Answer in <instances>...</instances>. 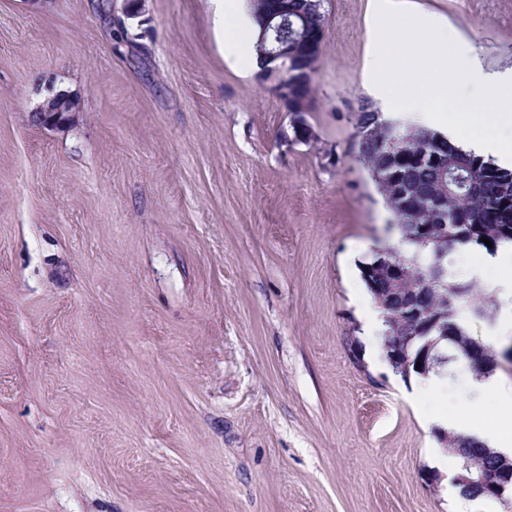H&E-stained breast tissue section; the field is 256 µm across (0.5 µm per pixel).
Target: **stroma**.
Instances as JSON below:
<instances>
[{"label":"stroma","instance_id":"stroma-1","mask_svg":"<svg viewBox=\"0 0 512 512\" xmlns=\"http://www.w3.org/2000/svg\"><path fill=\"white\" fill-rule=\"evenodd\" d=\"M0 0V512H457L361 341L359 265L399 246L352 145L376 0H323L313 142L224 58L214 0ZM512 75V0H410ZM79 104L44 129L50 93ZM471 335L512 346V296ZM77 112L76 101L58 91L49 95L34 112H29L28 119L35 126L63 129L73 123Z\"/></svg>","mask_w":512,"mask_h":512}]
</instances>
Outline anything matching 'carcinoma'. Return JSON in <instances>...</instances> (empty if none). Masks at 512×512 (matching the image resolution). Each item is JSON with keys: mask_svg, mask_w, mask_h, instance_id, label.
Segmentation results:
<instances>
[{"mask_svg": "<svg viewBox=\"0 0 512 512\" xmlns=\"http://www.w3.org/2000/svg\"><path fill=\"white\" fill-rule=\"evenodd\" d=\"M322 0H297L295 5L307 16L311 34L319 39L324 28ZM319 53L304 51L293 44L288 71L300 68L314 73ZM356 160L373 181L393 216L403 245L386 248L389 260L406 270L405 276L389 285L391 301L382 303L372 268L378 255L360 266L361 280L379 309L385 329L382 346L397 340L409 357L426 346L438 356L435 370L453 376L461 367L476 378L493 371L497 358L512 361V348L497 353L485 347L484 360L470 355L474 338L467 318L491 321L496 310L494 298L478 282L455 275L449 263L448 235L460 232L456 249L470 248L495 253L512 244V168L496 165L452 144L437 130L403 125L379 112L368 99L356 112ZM448 222H439L442 213ZM487 238L492 246L481 241ZM442 443L458 460L457 484L466 498L493 499L497 483L512 488V460L491 449L474 454L475 440L449 433Z\"/></svg>", "mask_w": 512, "mask_h": 512, "instance_id": "carcinoma-1", "label": "carcinoma"}]
</instances>
